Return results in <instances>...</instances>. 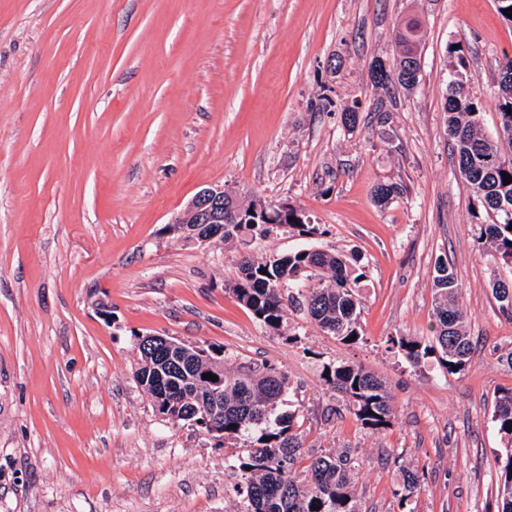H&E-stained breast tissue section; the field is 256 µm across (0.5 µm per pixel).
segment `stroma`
<instances>
[{"mask_svg":"<svg viewBox=\"0 0 512 512\" xmlns=\"http://www.w3.org/2000/svg\"><path fill=\"white\" fill-rule=\"evenodd\" d=\"M410 18L417 87H375L372 62L393 61ZM453 42L496 138L512 23L495 0H0V512H237L235 442L164 419L136 384L146 334L219 348L230 369L286 371L282 408L300 414L304 455L351 449L368 512H397V456L421 478L414 512H493L512 315L455 174ZM381 183L405 192L377 206ZM214 186L290 201L321 232L204 244L174 232ZM305 247L360 257L359 344L297 313L270 330L226 291L242 256ZM441 257L469 314L462 375L386 349L430 336ZM337 359L386 379L393 427L328 416L321 373Z\"/></svg>","mask_w":512,"mask_h":512,"instance_id":"stroma-1","label":"stroma"}]
</instances>
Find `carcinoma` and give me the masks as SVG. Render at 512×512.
Masks as SVG:
<instances>
[{
    "label": "carcinoma",
    "instance_id": "cac0c4a2",
    "mask_svg": "<svg viewBox=\"0 0 512 512\" xmlns=\"http://www.w3.org/2000/svg\"><path fill=\"white\" fill-rule=\"evenodd\" d=\"M420 23L410 19L398 34L395 69L373 78L385 89L398 84L411 90L412 64L419 57ZM457 55L454 78L449 82L446 111L448 135L453 139L458 172L470 185L476 205L494 215L489 224H478V241L489 255L505 269L491 282L492 293L500 310H512V159L486 138L481 129L482 105L465 91L461 68L465 60ZM499 115L497 139L512 145V58L500 70L494 92ZM403 194L397 183H381L374 190L380 206ZM265 204L275 213L280 202L253 199L238 206L248 220L231 215L233 198L224 194V235L266 237L274 232L313 235L317 231L307 216L288 205L286 224L277 218L253 214ZM266 273H259L260 269ZM239 274L228 285L235 300L271 329L281 327L286 306L302 313L322 331L346 345L362 341L359 322L358 288L366 278L365 267L354 256L302 248L274 258L244 256ZM432 336H392L387 349L394 350L413 367L432 358L447 374L464 373L471 365L472 341L466 328L468 312L460 303L461 286L448 264L438 260L434 267ZM139 364L137 384L151 396L158 412L174 423L184 422L203 429L219 440H240L242 448L232 454V467L241 473L242 485L236 488L241 498L239 512H365L356 496L354 480L360 463L348 448L312 455L305 477L296 475V466L304 448L298 413L278 412L283 396L290 390L288 374L269 363H246L235 369L224 366V359L201 350L190 355L183 365L178 360L161 361L145 338H138ZM329 370L322 377L327 390L342 403L362 428L379 433L390 427L394 408L386 382L375 373L348 361L336 360L323 366ZM210 373L217 381L202 378ZM492 423L502 448L495 459L497 467V512H512V387L494 393ZM235 428H229V425ZM402 481L395 492L399 512H414L411 503L421 492L420 477L400 464Z\"/></svg>",
    "mask_w": 512,
    "mask_h": 512
}]
</instances>
